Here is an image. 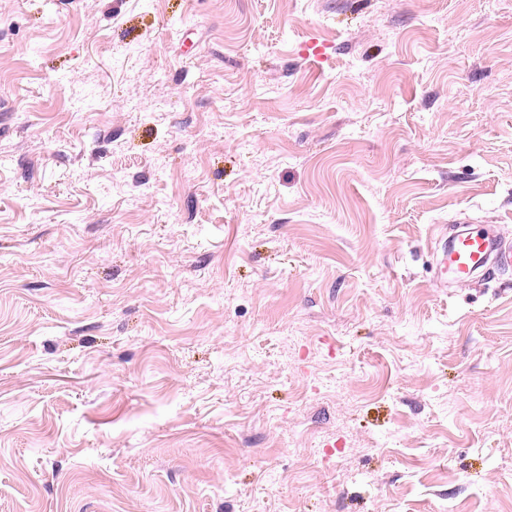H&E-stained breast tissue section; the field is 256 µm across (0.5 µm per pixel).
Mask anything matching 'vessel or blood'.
<instances>
[{
    "label": "vessel or blood",
    "instance_id": "1",
    "mask_svg": "<svg viewBox=\"0 0 512 512\" xmlns=\"http://www.w3.org/2000/svg\"><path fill=\"white\" fill-rule=\"evenodd\" d=\"M441 264L445 279L467 281L476 274L512 265V249L502 246L492 230L471 226L445 243Z\"/></svg>",
    "mask_w": 512,
    "mask_h": 512
}]
</instances>
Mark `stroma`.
I'll return each mask as SVG.
<instances>
[{
  "instance_id": "stroma-1",
  "label": "stroma",
  "mask_w": 512,
  "mask_h": 512,
  "mask_svg": "<svg viewBox=\"0 0 512 512\" xmlns=\"http://www.w3.org/2000/svg\"><path fill=\"white\" fill-rule=\"evenodd\" d=\"M512 0H0V512H512ZM441 264L440 284L447 286L448 280L468 281L478 273L487 275L493 268L512 265V249L502 246L492 230L471 224L445 243Z\"/></svg>"
}]
</instances>
